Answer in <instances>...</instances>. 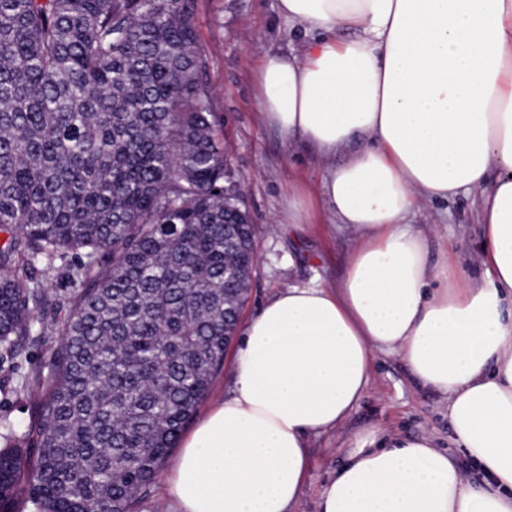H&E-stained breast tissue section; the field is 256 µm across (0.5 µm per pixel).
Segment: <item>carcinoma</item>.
<instances>
[{"mask_svg": "<svg viewBox=\"0 0 512 512\" xmlns=\"http://www.w3.org/2000/svg\"><path fill=\"white\" fill-rule=\"evenodd\" d=\"M196 0H0V346L22 355L70 259L37 457L0 512H132L208 396L255 263Z\"/></svg>", "mask_w": 512, "mask_h": 512, "instance_id": "1", "label": "carcinoma"}]
</instances>
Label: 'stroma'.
<instances>
[{"instance_id": "stroma-1", "label": "stroma", "mask_w": 512, "mask_h": 512, "mask_svg": "<svg viewBox=\"0 0 512 512\" xmlns=\"http://www.w3.org/2000/svg\"><path fill=\"white\" fill-rule=\"evenodd\" d=\"M198 45L210 61L209 81L223 128V145L238 179L243 198L255 218L256 262L240 323H247L267 301L291 285L318 282L336 287L347 269L356 235L336 223L324 197L325 166L313 148L266 125L260 114L255 73L270 53L300 51L304 38L299 27L281 17L278 0H196ZM301 197L308 205L309 221H288V201ZM479 194L465 192L449 202H429L412 218L420 229L437 226L429 258L460 262L464 279L485 272L482 227L475 210ZM53 340L31 336L15 374L0 372V448L22 449L27 462L37 453L32 438L35 401L20 390L21 376L46 368ZM377 426L403 436L429 437L436 448L451 447L448 402L421 388L401 357L376 353L369 389L352 414L336 429L313 436L305 489L294 512H319L318 500L326 481L345 460L357 433Z\"/></svg>"}]
</instances>
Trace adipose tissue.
Returning <instances> with one entry per match:
<instances>
[{"label": "adipose tissue", "mask_w": 512, "mask_h": 512, "mask_svg": "<svg viewBox=\"0 0 512 512\" xmlns=\"http://www.w3.org/2000/svg\"><path fill=\"white\" fill-rule=\"evenodd\" d=\"M300 52L260 63L263 121L327 160L330 211L358 233L334 288L291 286L242 331L231 394L180 441L172 512H289L308 439L363 398L374 351L448 400L456 453L370 427L319 512H512V0H279ZM479 191L487 276L429 261L409 218ZM480 466L465 481L458 455Z\"/></svg>", "instance_id": "obj_1"}]
</instances>
